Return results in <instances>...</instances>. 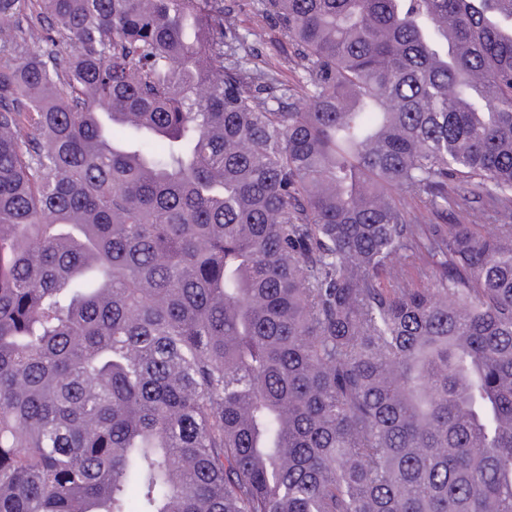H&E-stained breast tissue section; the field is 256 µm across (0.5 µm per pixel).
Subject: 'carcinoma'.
<instances>
[{
	"label": "carcinoma",
	"instance_id": "1",
	"mask_svg": "<svg viewBox=\"0 0 512 512\" xmlns=\"http://www.w3.org/2000/svg\"><path fill=\"white\" fill-rule=\"evenodd\" d=\"M0 0V512H512V0ZM224 6V34L228 40L231 32L247 33L248 29L264 25L261 0H222ZM246 53L250 60L247 66L251 71L254 74H265V77L272 79L274 94L277 97L282 96V101L287 104L293 103L291 89L302 80L304 70L301 61L294 54V49L279 30L265 25L262 39L254 40V37H249Z\"/></svg>",
	"mask_w": 512,
	"mask_h": 512
}]
</instances>
